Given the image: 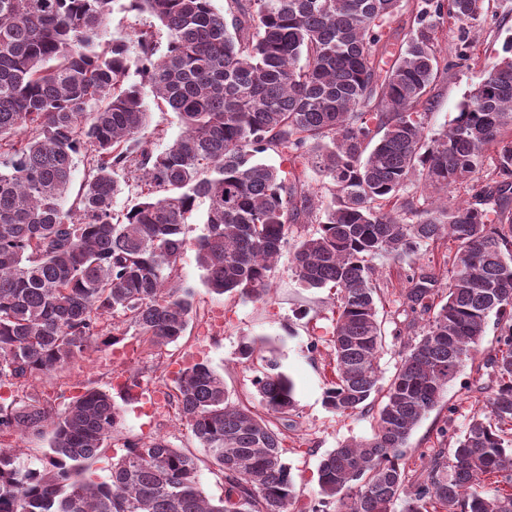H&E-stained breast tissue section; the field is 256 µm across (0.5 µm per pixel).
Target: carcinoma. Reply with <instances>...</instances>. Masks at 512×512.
Wrapping results in <instances>:
<instances>
[{
  "mask_svg": "<svg viewBox=\"0 0 512 512\" xmlns=\"http://www.w3.org/2000/svg\"><path fill=\"white\" fill-rule=\"evenodd\" d=\"M484 0H0V434L50 429L40 469L0 446V512H290L298 500L285 461L294 385L277 359L255 379L258 412L229 401L208 365L182 369L170 398L205 452L167 437L124 441L108 482L81 479L120 414L90 387L54 417L27 391L33 380L133 333L147 348L177 343L197 316L176 282L189 248L187 215L208 203L194 243L204 284L218 295L262 300L293 228L291 270L305 288L339 289L332 377L324 405L372 415L373 435L339 445L318 465L311 512H512V39L460 106L428 136L426 111L440 74L436 38L464 27ZM116 10L146 12L166 30L138 38L141 83L128 82L127 46L105 42ZM413 16L399 50L383 24ZM178 114L182 134L162 151L141 137V85ZM90 159L69 208L73 158ZM303 158L328 178L319 205L306 174L259 161ZM147 193L123 210L120 178ZM467 185L469 198L448 205ZM449 237L441 260L418 264L400 288H382L371 265ZM391 297L397 361L383 401ZM498 349L478 370L490 390L482 412L420 469L406 463L411 431L448 382L474 361L489 322ZM414 333L405 338L404 333ZM224 477L208 497L201 464ZM495 485V493L481 484ZM379 308V317L383 320L384 323V330L387 336V345L384 349V351L381 354L380 359V365L383 372V380L381 383L386 385L388 383V380L390 379L392 372H393V366L395 363L394 359V347L392 346V336L391 332L395 328V324L392 322L391 319V313L390 311H393L395 308H393L391 303H388V299L386 301H382V303L378 304Z\"/></svg>",
  "mask_w": 512,
  "mask_h": 512,
  "instance_id": "obj_1",
  "label": "carcinoma"
}]
</instances>
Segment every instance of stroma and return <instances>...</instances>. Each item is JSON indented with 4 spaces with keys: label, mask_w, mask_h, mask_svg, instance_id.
I'll list each match as a JSON object with an SVG mask.
<instances>
[{
    "label": "stroma",
    "mask_w": 512,
    "mask_h": 512,
    "mask_svg": "<svg viewBox=\"0 0 512 512\" xmlns=\"http://www.w3.org/2000/svg\"><path fill=\"white\" fill-rule=\"evenodd\" d=\"M154 34L158 41L166 35L159 22L146 13L116 11L106 23L103 39L126 41L130 57H137L140 33ZM470 55L473 65L459 64L454 53L458 42L457 25L448 22L437 31L441 60L448 68L442 71L432 90V106L427 118V133L442 132L454 118L460 104L480 82L483 70L492 64L505 40L512 38V0H492L473 21ZM149 121L142 132L149 148L159 151L177 138L181 125L175 112L157 108L152 96H145ZM179 282L193 289L198 316L178 343L163 348L158 354H127L113 359L108 346L92 351L89 359L65 369L41 376L34 382L35 392L53 408L63 412L67 405L87 387L113 390L118 375L142 371L152 383L173 382L185 356L208 363L223 375L229 397L235 402L257 400L253 380L261 369V359L275 354L282 371L294 383L296 428L286 440L285 459L291 469L299 498L293 512H307L319 499L318 465L320 459L344 441L372 435V418L355 414L337 416L324 406V392L331 376L329 339L333 328L336 297L333 290L301 287L287 259H279L271 272L272 293L269 299L254 301L233 298L209 291L203 284L194 250H187L178 265ZM259 337L258 358L243 364L238 348L243 337ZM318 351H311V343ZM477 374L464 368L449 382L438 406L426 415L412 431L406 447L410 463H421L431 454L438 426L450 420L454 432H462L471 417L479 413L486 400L475 389ZM164 435L185 451L202 455L191 431L180 425L176 413L153 410L149 401L122 404L112 440L92 460L87 472L96 482L108 480L112 464L124 452L125 439L150 440Z\"/></svg>",
    "instance_id": "35a3bbf8"
}]
</instances>
